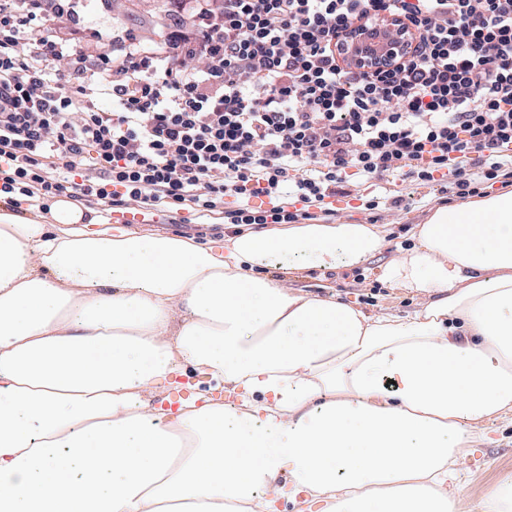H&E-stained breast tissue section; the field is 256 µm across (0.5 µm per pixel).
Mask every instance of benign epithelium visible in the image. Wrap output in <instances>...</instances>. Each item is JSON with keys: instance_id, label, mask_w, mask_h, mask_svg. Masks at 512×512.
<instances>
[{"instance_id": "7a95c632", "label": "benign epithelium", "mask_w": 512, "mask_h": 512, "mask_svg": "<svg viewBox=\"0 0 512 512\" xmlns=\"http://www.w3.org/2000/svg\"><path fill=\"white\" fill-rule=\"evenodd\" d=\"M410 45L406 27L393 17L381 15L368 25L356 23L350 27L341 52L345 69L374 73L394 66Z\"/></svg>"}]
</instances>
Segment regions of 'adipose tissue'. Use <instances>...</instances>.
Segmentation results:
<instances>
[{"label":"adipose tissue","mask_w":512,"mask_h":512,"mask_svg":"<svg viewBox=\"0 0 512 512\" xmlns=\"http://www.w3.org/2000/svg\"><path fill=\"white\" fill-rule=\"evenodd\" d=\"M83 221L0 209V512H455L476 424L512 414V190L430 209L381 272L407 315L283 279L360 265L374 224L204 249ZM188 366L224 401L163 406Z\"/></svg>","instance_id":"adipose-tissue-1"}]
</instances>
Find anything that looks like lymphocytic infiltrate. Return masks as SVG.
I'll use <instances>...</instances> for the list:
<instances>
[{"label":"lymphocytic infiltrate","mask_w":512,"mask_h":512,"mask_svg":"<svg viewBox=\"0 0 512 512\" xmlns=\"http://www.w3.org/2000/svg\"><path fill=\"white\" fill-rule=\"evenodd\" d=\"M76 0H0V194L49 209L297 224L350 175L512 184V0H224L191 30L81 50ZM414 31L376 73L336 52L355 22ZM102 99L112 108L99 107ZM268 207H260V199Z\"/></svg>","instance_id":"obj_1"}]
</instances>
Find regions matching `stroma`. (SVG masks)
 Instances as JSON below:
<instances>
[{
    "mask_svg": "<svg viewBox=\"0 0 512 512\" xmlns=\"http://www.w3.org/2000/svg\"><path fill=\"white\" fill-rule=\"evenodd\" d=\"M79 20L87 35L85 47L92 54H100L104 46L98 35L127 29L123 15L119 14L115 0H80L77 8ZM439 183L421 185L400 177H387L361 185L362 196L376 197L382 203L380 211L370 213L359 199L336 198L338 222L377 224L385 236L383 248L356 268L303 269L289 273V288L313 295H336L339 301L376 314L395 312L406 314L415 311L419 296L380 283L382 267L399 251L414 244V229L423 223L428 211L439 202ZM400 198V206H392V198ZM364 275V282H357V275ZM483 440L473 444L460 461L458 484L462 498L456 512H468L471 501L483 497L504 479L512 480V416L493 419L479 424Z\"/></svg>",
    "mask_w": 512,
    "mask_h": 512,
    "instance_id": "35a3bbf8",
    "label": "stroma"
}]
</instances>
